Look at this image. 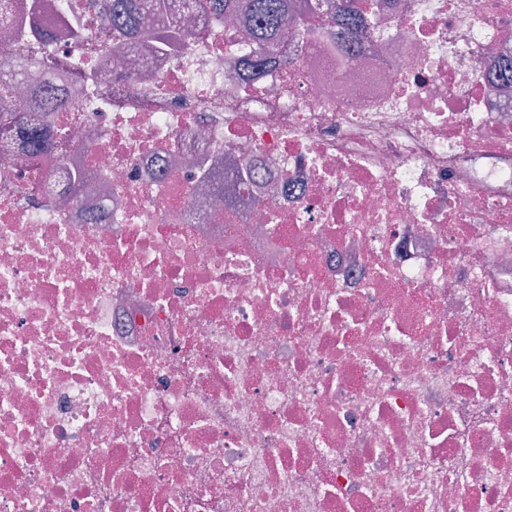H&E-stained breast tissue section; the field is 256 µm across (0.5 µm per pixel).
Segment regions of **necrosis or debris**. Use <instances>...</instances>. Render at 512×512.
<instances>
[{
    "label": "necrosis or debris",
    "instance_id": "4bbe7bcc",
    "mask_svg": "<svg viewBox=\"0 0 512 512\" xmlns=\"http://www.w3.org/2000/svg\"><path fill=\"white\" fill-rule=\"evenodd\" d=\"M31 0L0 90V512H512V0H369L359 46ZM19 58L13 60L11 64L1 62L5 68L2 70L0 65V77L6 75L10 80L19 82L23 78L31 77L34 74L33 69H42L46 62L42 56V47L33 41L22 45Z\"/></svg>",
    "mask_w": 512,
    "mask_h": 512
}]
</instances>
